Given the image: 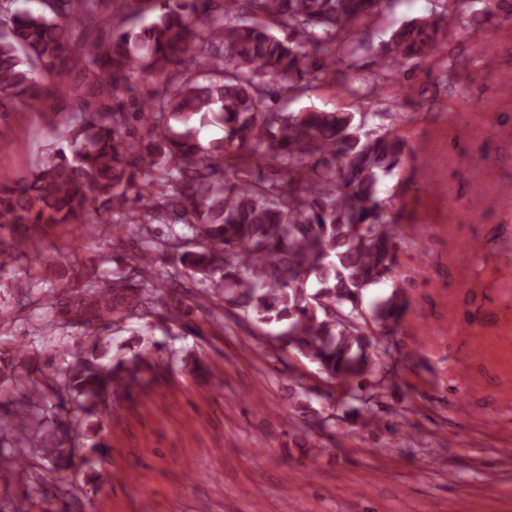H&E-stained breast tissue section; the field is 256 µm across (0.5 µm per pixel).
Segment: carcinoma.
<instances>
[{"mask_svg":"<svg viewBox=\"0 0 512 512\" xmlns=\"http://www.w3.org/2000/svg\"><path fill=\"white\" fill-rule=\"evenodd\" d=\"M0 0V111H42L48 95H76L77 114L46 112L56 140L20 184L0 182V274L28 256L39 230L110 224L143 238L132 268L110 280L76 259L59 276V322L95 330L63 371L64 389L88 418H104L156 369L159 346L105 332L153 314L178 289L220 298L246 323L285 324L278 336L356 395L347 414L376 423L390 357L386 337L406 307L400 288L363 307L368 288L398 279L399 214L382 184L411 153L391 131H361L351 112H285L299 97L353 72L373 49L364 37L391 0H39L37 10ZM413 19L381 45L370 78L345 85L370 106L442 43L461 0ZM153 14L135 32L128 19ZM109 27L101 39V25ZM151 87L141 88L143 78ZM222 136L204 142L201 129ZM181 224L188 241L143 237L147 224ZM186 307L165 303L184 324ZM38 437L56 471L75 465L73 440ZM31 437L32 416L4 423Z\"/></svg>","mask_w":512,"mask_h":512,"instance_id":"obj_1","label":"carcinoma"}]
</instances>
